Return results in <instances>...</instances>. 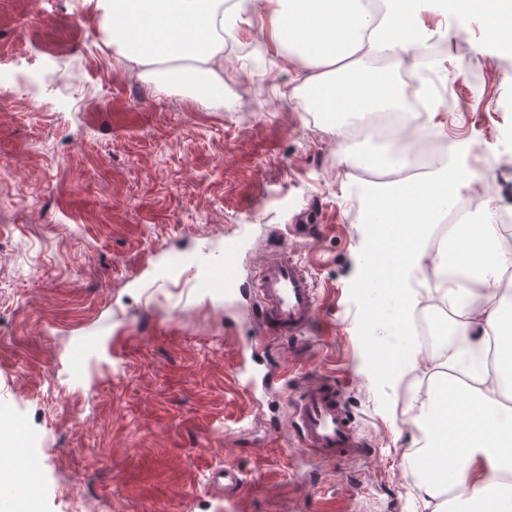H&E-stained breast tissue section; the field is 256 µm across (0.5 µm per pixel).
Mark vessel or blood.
<instances>
[{
    "mask_svg": "<svg viewBox=\"0 0 512 512\" xmlns=\"http://www.w3.org/2000/svg\"><path fill=\"white\" fill-rule=\"evenodd\" d=\"M240 243L224 242L219 259L208 253L170 254L155 284L164 287L181 274L191 271L198 292L226 296L240 286ZM252 315L274 335L301 337L317 317V286L295 253L282 249L278 255L259 265L253 289ZM291 428L301 448L312 458L341 460L360 454L363 442L353 427L345 407V398L336 382L327 376H315L291 402ZM216 492L219 512H235L245 491L242 473L231 467H218L209 475Z\"/></svg>",
    "mask_w": 512,
    "mask_h": 512,
    "instance_id": "b4317fda",
    "label": "vessel or blood"
}]
</instances>
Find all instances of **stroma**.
<instances>
[{"label": "stroma", "instance_id": "1", "mask_svg": "<svg viewBox=\"0 0 512 512\" xmlns=\"http://www.w3.org/2000/svg\"><path fill=\"white\" fill-rule=\"evenodd\" d=\"M82 8L0 0V417L37 463L36 512H213L215 465L246 478L237 512H427L408 459L429 378L374 366L392 339L365 323L382 302L358 282L366 194L323 117L283 103L294 71L246 27L223 104L155 94L98 17L72 26ZM420 18L446 63L443 143L469 149L480 206L512 214V52L486 42L481 15ZM238 236L242 284L286 244L318 286L312 331L267 337L275 381L254 396L234 382L260 332L247 295L153 285L168 255ZM91 335L111 351L73 380ZM320 374L345 391L359 457L315 460L292 438L289 397Z\"/></svg>", "mask_w": 512, "mask_h": 512}]
</instances>
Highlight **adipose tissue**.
Listing matches in <instances>:
<instances>
[{
  "mask_svg": "<svg viewBox=\"0 0 512 512\" xmlns=\"http://www.w3.org/2000/svg\"><path fill=\"white\" fill-rule=\"evenodd\" d=\"M99 17L116 55L165 88L186 86L197 97L224 96V32L243 16L259 22L261 49L286 63L303 61L291 97H305L343 138L341 160L386 174L371 189L362 282L376 281L393 311L383 329L407 335L419 304L412 278L455 268L466 286L448 285L442 300L461 317L455 342L436 355L408 342L378 352L379 372L399 381L406 370L431 376L411 419L416 450L411 470L432 512H512V226L463 224L450 243L431 249L430 237L450 213L464 170L453 166L461 145L440 157L427 178L410 172L413 159L397 142L367 151L347 143L350 127L402 109L390 74L367 68L366 56L389 52L407 74L419 72L430 39L420 0H385L372 17L362 0H85ZM443 14L465 21L485 16L492 43L512 50V0H432Z\"/></svg>",
  "mask_w": 512,
  "mask_h": 512,
  "instance_id": "adipose-tissue-1",
  "label": "adipose tissue"
}]
</instances>
